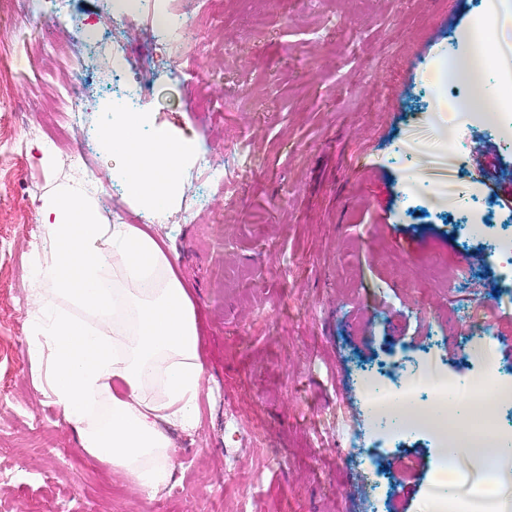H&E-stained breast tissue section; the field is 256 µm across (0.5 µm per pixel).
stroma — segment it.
I'll list each match as a JSON object with an SVG mask.
<instances>
[{"instance_id":"35a3bbf8","label":"stroma","mask_w":512,"mask_h":512,"mask_svg":"<svg viewBox=\"0 0 512 512\" xmlns=\"http://www.w3.org/2000/svg\"><path fill=\"white\" fill-rule=\"evenodd\" d=\"M223 27L195 82L170 68L129 65L125 78L152 88L148 132L204 146L184 171L180 205L196 224H157L115 197L117 159L95 152L86 175L69 167V145L93 132L112 99V62L91 57L81 82L61 54L69 41L97 46L121 29L136 46L146 13L121 18L112 0H70L66 13L0 19V137L25 139L0 156V512H366L354 490L366 467L347 455L346 425L364 423L366 386L378 367L408 359L460 383L496 371L512 385V266L486 253L481 270L499 283L449 284L443 271L476 250L452 231L454 205L437 186L495 205L487 236L504 234L512 208L502 176L512 170V112L499 113L491 143L476 152L485 122L445 136L433 118L440 94L426 79L452 51L475 0H222ZM80 88L76 122L54 111L59 82ZM63 131L66 147L43 165L39 147ZM248 157L234 194L197 180L223 164L232 140ZM97 182L104 223L124 217L169 254L198 320L206 379L199 422L165 425L175 468L155 498L110 465L86 457L61 407L39 387L28 350L29 304L39 283L28 265L50 245L38 221L51 189ZM427 234L422 251L400 246ZM484 338L493 357L466 355L458 339ZM386 495L378 512H422L439 462L435 435L419 428L378 445ZM248 485L242 497L239 485Z\"/></svg>"}]
</instances>
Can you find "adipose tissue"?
<instances>
[{"instance_id":"ef3b65f1","label":"adipose tissue","mask_w":512,"mask_h":512,"mask_svg":"<svg viewBox=\"0 0 512 512\" xmlns=\"http://www.w3.org/2000/svg\"><path fill=\"white\" fill-rule=\"evenodd\" d=\"M490 31L512 39V0H487L469 35L478 40ZM458 70L469 75L472 90L447 104L449 118L493 114L497 86L487 77L483 50L449 57L433 81L445 84ZM145 126V113L117 112L99 140L104 151L123 158L128 198L141 211L159 215L177 205L180 172L192 155L165 134L145 135ZM39 221L51 254L39 262L44 288L32 327L41 343L29 355L50 351L48 389L86 455L153 497L168 485L173 468L162 423L191 428L198 420L205 369L193 307L157 240L132 224L101 223L94 198L59 187L42 204ZM116 379L126 386L119 396L111 393ZM473 387L445 406L407 404L398 412L407 424L424 422L448 434L426 512H443L467 472L479 467L484 477L473 493V512H512V448L495 433L471 446L458 437L457 418L476 407L490 414L495 405L478 397L481 382Z\"/></svg>"}]
</instances>
